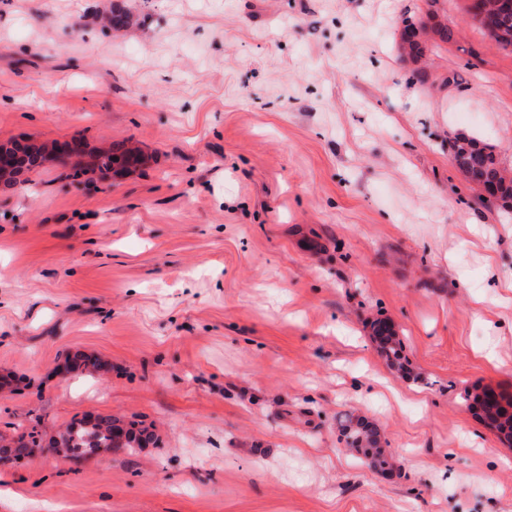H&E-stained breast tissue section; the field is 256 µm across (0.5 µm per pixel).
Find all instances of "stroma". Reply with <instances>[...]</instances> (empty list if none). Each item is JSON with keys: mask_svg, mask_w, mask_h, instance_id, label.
Masks as SVG:
<instances>
[{"mask_svg": "<svg viewBox=\"0 0 512 512\" xmlns=\"http://www.w3.org/2000/svg\"><path fill=\"white\" fill-rule=\"evenodd\" d=\"M470 5L0 0V143L146 156L0 185V436L97 415L155 436L0 465V512H512V447L461 399L512 392V213L448 155L473 135L512 169V53ZM75 355L108 370L65 372ZM349 412L392 473L346 452ZM142 154L135 147H128L124 143L122 144H111L107 149H102L96 152L93 158V169L99 170L101 173H107L113 165L119 164L120 162H126L132 157L140 159ZM113 157H118V160H113ZM378 325H380L381 328H383V326L387 327L384 329L385 333L380 334L378 338L380 352L391 364L397 365L398 367L402 366V342L396 330L387 323H379Z\"/></svg>", "mask_w": 512, "mask_h": 512, "instance_id": "1", "label": "stroma"}]
</instances>
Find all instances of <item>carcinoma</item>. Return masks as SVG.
<instances>
[{"mask_svg": "<svg viewBox=\"0 0 512 512\" xmlns=\"http://www.w3.org/2000/svg\"><path fill=\"white\" fill-rule=\"evenodd\" d=\"M473 9L480 11V23L491 20L493 27L488 33L498 45L504 50L512 51V7L505 5L502 0H480L473 5ZM129 22L130 15L121 8L112 9L105 17L106 27L116 31L125 28ZM423 30L424 24L420 22L414 29L413 37H400L399 47L408 52L415 63L421 54L419 35ZM449 153L455 168L479 190H484L486 186H497L498 194L494 199L490 200L483 194L478 196L483 206L512 209V176L502 166L493 147L474 136L460 135L450 141ZM140 156V151L135 147H128L123 143L113 144L96 152L93 156V168L107 173L117 162H126L132 157ZM46 162L57 163L55 147L28 144L19 157V170L31 171ZM378 347L391 364L402 366V342L392 326H387L385 333L380 335ZM462 401L467 409L479 413L486 426L499 439L512 442V396L492 387L476 386L464 391ZM116 428L117 419L110 415L82 419L58 432L53 439V448L68 459L78 460L96 451L110 452L125 448L131 450L152 439V435L146 431L140 429L135 432L130 428L126 438L122 440L116 435ZM338 428L347 447L361 454L360 461L369 469L385 472L393 467L394 456L372 424L348 413L338 420ZM38 447L40 443L37 432L23 431L8 444L0 445V460L20 461L30 458Z\"/></svg>", "mask_w": 512, "mask_h": 512, "instance_id": "carcinoma-1", "label": "carcinoma"}]
</instances>
